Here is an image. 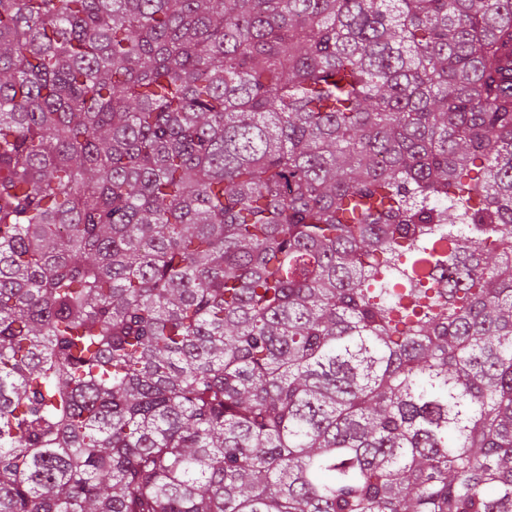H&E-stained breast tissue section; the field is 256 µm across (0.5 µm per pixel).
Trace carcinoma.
Masks as SVG:
<instances>
[{
	"label": "carcinoma",
	"instance_id": "obj_1",
	"mask_svg": "<svg viewBox=\"0 0 512 512\" xmlns=\"http://www.w3.org/2000/svg\"><path fill=\"white\" fill-rule=\"evenodd\" d=\"M0 512H512V0H0Z\"/></svg>",
	"mask_w": 512,
	"mask_h": 512
}]
</instances>
